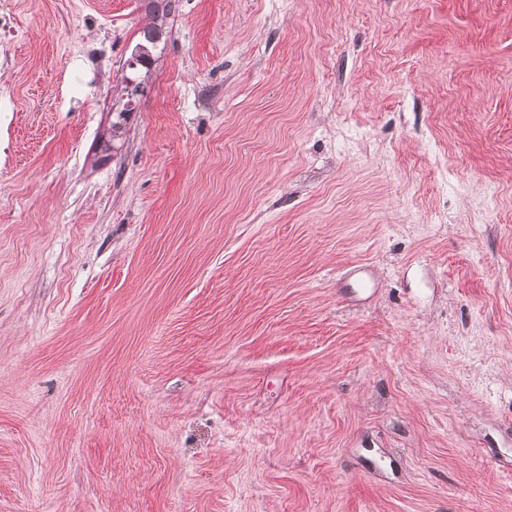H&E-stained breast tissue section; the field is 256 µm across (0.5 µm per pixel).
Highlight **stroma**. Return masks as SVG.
Masks as SVG:
<instances>
[{
  "label": "stroma",
  "mask_w": 512,
  "mask_h": 512,
  "mask_svg": "<svg viewBox=\"0 0 512 512\" xmlns=\"http://www.w3.org/2000/svg\"><path fill=\"white\" fill-rule=\"evenodd\" d=\"M149 10L0 0V512H512V0Z\"/></svg>",
  "instance_id": "stroma-1"
}]
</instances>
